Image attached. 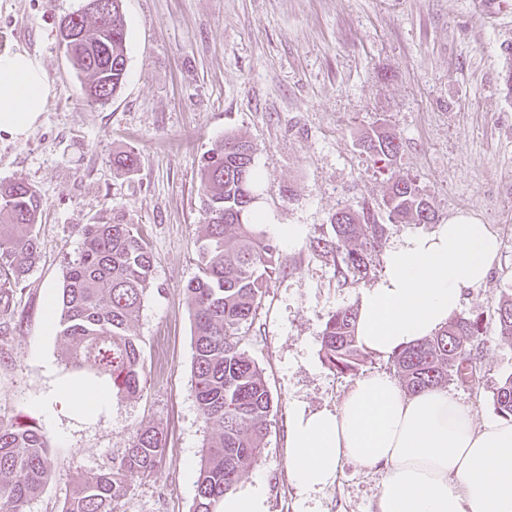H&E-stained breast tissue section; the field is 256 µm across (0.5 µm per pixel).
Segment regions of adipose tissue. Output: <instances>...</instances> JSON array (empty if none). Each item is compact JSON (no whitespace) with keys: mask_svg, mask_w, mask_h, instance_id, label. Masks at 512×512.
<instances>
[{"mask_svg":"<svg viewBox=\"0 0 512 512\" xmlns=\"http://www.w3.org/2000/svg\"><path fill=\"white\" fill-rule=\"evenodd\" d=\"M50 92L41 61L0 55V134L27 136ZM499 238L466 214L385 249L366 288L358 341L388 357L433 336L488 279ZM288 469L303 492L333 483L343 462L383 471L380 512H512V417L474 422L441 388L406 393L387 372L357 379L336 409L294 407Z\"/></svg>","mask_w":512,"mask_h":512,"instance_id":"adipose-tissue-1","label":"adipose tissue"}]
</instances>
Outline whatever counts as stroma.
<instances>
[{
    "instance_id": "obj_1",
    "label": "stroma",
    "mask_w": 512,
    "mask_h": 512,
    "mask_svg": "<svg viewBox=\"0 0 512 512\" xmlns=\"http://www.w3.org/2000/svg\"><path fill=\"white\" fill-rule=\"evenodd\" d=\"M84 0H0V54L26 51L47 73L50 95L22 139L0 135V182L33 185L45 205L40 256L0 324V420H35L48 438L54 476L28 512H61L80 474L106 464L132 432L153 425L164 456L135 480L116 512H193L197 469L211 434L192 373L193 322L185 294L199 273L198 170L212 143L232 132L251 142L275 224H299L281 244L272 282L242 350L262 368L276 402L263 451L238 490L263 480L267 512H379L382 475L343 463L336 481L304 495L288 471L291 410L336 408L357 375L389 370L367 355L357 373L322 361L321 333L335 308L359 305L367 281L339 285L334 259L314 253L340 208L368 209L388 223L390 178L416 182L436 223L472 215L500 240L493 270L465 295L461 315L489 319L512 292V80L502 69L512 43V0L492 24L471 0H123L127 78L110 104L88 103L58 36L61 16ZM385 127L400 141L396 162L365 153L362 138ZM137 153L120 174L112 153ZM124 216L141 225L154 259L153 286L135 323L145 362L136 398L73 412L58 397L78 377L47 329L83 224ZM480 385L448 389L475 421L497 417L493 393L512 374V340L488 327L476 361Z\"/></svg>"
}]
</instances>
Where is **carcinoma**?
I'll return each mask as SVG.
<instances>
[{
	"label": "carcinoma",
	"instance_id": "obj_1",
	"mask_svg": "<svg viewBox=\"0 0 512 512\" xmlns=\"http://www.w3.org/2000/svg\"><path fill=\"white\" fill-rule=\"evenodd\" d=\"M123 0H96L58 23L59 38L72 68L84 76L82 96L108 105L127 77V26ZM366 153L391 162L399 144L396 135L380 128L366 136ZM112 164L124 173L139 164L133 151L113 154ZM260 180L253 146L234 134L213 143L201 160L198 193L203 212L197 239L199 275L185 293L194 320L193 368L195 396L204 421L214 435L200 457L193 512H215L224 494L253 467L271 425L274 398L263 369L239 349L252 326L272 279L278 245L254 217ZM389 223L381 224L369 210L345 206L330 219L331 235L310 241L313 251L335 257L337 281L358 282L373 270L371 254L386 238L390 224H430L431 201L411 180L399 178L384 198ZM43 210L39 192L24 181L0 182V319L13 311V288L36 263V231ZM82 248L67 263L62 297L51 312L66 345L65 365L90 366L105 378L117 399L132 398L142 389L144 357L134 322L152 287L153 258L137 224L122 217L106 224L80 226ZM358 310L338 307L328 314L321 336L324 364L339 374L357 370L364 357L356 324ZM498 335L512 339V294L495 310ZM486 325L478 317H455L434 336L390 356V365L409 393L445 388L448 382L476 387L473 347ZM503 416H512V374L493 393ZM165 435L156 426L135 430L126 448L95 471L84 475L62 512H115L131 483L161 461ZM50 446L36 424L0 420V512H27L28 503L53 477Z\"/></svg>",
	"mask_w": 512,
	"mask_h": 512
}]
</instances>
